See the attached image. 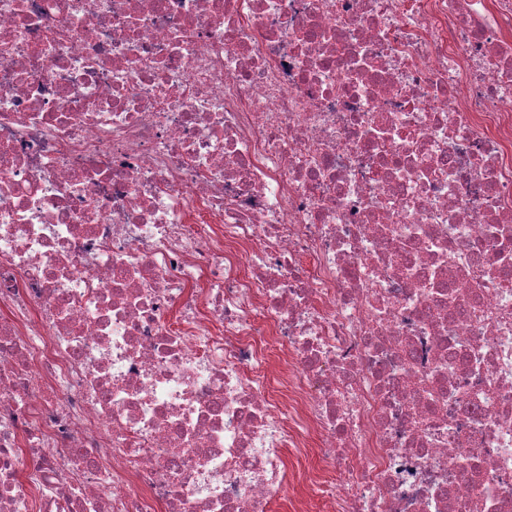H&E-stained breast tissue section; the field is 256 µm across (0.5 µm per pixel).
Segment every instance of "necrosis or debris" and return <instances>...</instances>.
Wrapping results in <instances>:
<instances>
[{
  "label": "necrosis or debris",
  "mask_w": 512,
  "mask_h": 512,
  "mask_svg": "<svg viewBox=\"0 0 512 512\" xmlns=\"http://www.w3.org/2000/svg\"><path fill=\"white\" fill-rule=\"evenodd\" d=\"M512 0H0V512H512ZM277 507H280L279 503L288 504V498L293 500L304 501L308 504L309 508L317 509L319 506L317 491L309 480L301 478L295 480L287 490L281 492L278 495Z\"/></svg>",
  "instance_id": "1"
}]
</instances>
